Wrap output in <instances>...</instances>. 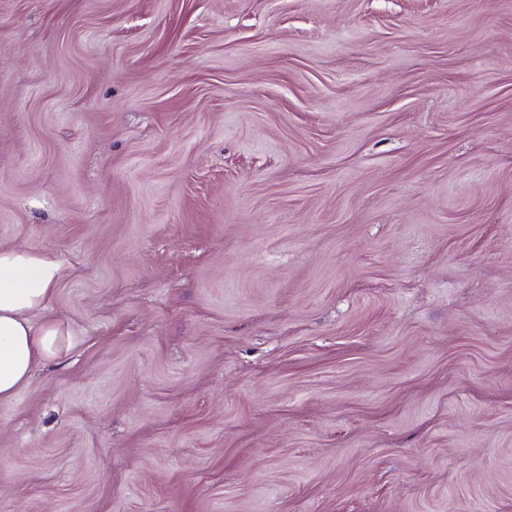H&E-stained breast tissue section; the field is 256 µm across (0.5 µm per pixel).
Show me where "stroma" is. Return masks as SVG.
<instances>
[{"label": "stroma", "instance_id": "1", "mask_svg": "<svg viewBox=\"0 0 512 512\" xmlns=\"http://www.w3.org/2000/svg\"><path fill=\"white\" fill-rule=\"evenodd\" d=\"M0 245V512H512V0H0ZM63 276L52 255L0 245V401L14 398L42 363L75 344L69 324L47 311Z\"/></svg>", "mask_w": 512, "mask_h": 512}]
</instances>
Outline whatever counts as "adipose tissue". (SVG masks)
<instances>
[{"label":"adipose tissue","instance_id":"ef3b65f1","mask_svg":"<svg viewBox=\"0 0 512 512\" xmlns=\"http://www.w3.org/2000/svg\"><path fill=\"white\" fill-rule=\"evenodd\" d=\"M63 276L52 255L0 245V401L14 398L42 363L75 344L69 324L48 309Z\"/></svg>","mask_w":512,"mask_h":512}]
</instances>
